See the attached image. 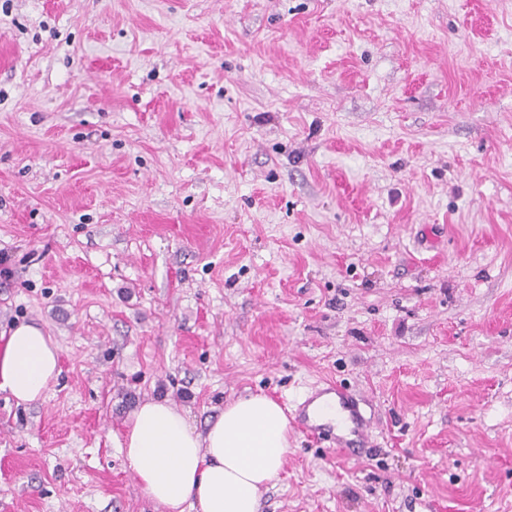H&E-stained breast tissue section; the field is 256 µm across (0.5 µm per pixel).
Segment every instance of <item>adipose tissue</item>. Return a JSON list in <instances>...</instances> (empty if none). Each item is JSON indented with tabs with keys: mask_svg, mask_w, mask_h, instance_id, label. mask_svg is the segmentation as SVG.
Instances as JSON below:
<instances>
[{
	"mask_svg": "<svg viewBox=\"0 0 512 512\" xmlns=\"http://www.w3.org/2000/svg\"><path fill=\"white\" fill-rule=\"evenodd\" d=\"M59 351L33 324L0 341V390L34 403L56 381ZM120 449L145 493L163 512H262V491L287 459L288 417L273 399L250 395L225 406L198 434L166 400L132 411Z\"/></svg>",
	"mask_w": 512,
	"mask_h": 512,
	"instance_id": "obj_1",
	"label": "adipose tissue"
}]
</instances>
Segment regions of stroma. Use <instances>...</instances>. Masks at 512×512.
<instances>
[{
  "label": "stroma",
  "instance_id": "obj_1",
  "mask_svg": "<svg viewBox=\"0 0 512 512\" xmlns=\"http://www.w3.org/2000/svg\"><path fill=\"white\" fill-rule=\"evenodd\" d=\"M0 512H162L137 404L359 392L263 512H512V0H0ZM59 351L50 336L33 324H19L0 342V390L20 403L43 398L56 381ZM329 408L334 410L332 419L328 418ZM291 414L299 429L313 438L328 441L336 451L357 455L368 447L369 424L360 409L359 399L337 382H326L301 397Z\"/></svg>",
  "mask_w": 512,
  "mask_h": 512
}]
</instances>
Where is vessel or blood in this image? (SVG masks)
<instances>
[{
	"instance_id": "obj_1",
	"label": "vessel or blood",
	"mask_w": 512,
	"mask_h": 512,
	"mask_svg": "<svg viewBox=\"0 0 512 512\" xmlns=\"http://www.w3.org/2000/svg\"><path fill=\"white\" fill-rule=\"evenodd\" d=\"M292 416L299 429L328 441L336 451L356 455L369 443V424L359 399L341 384L329 381L307 393L296 401Z\"/></svg>"
}]
</instances>
